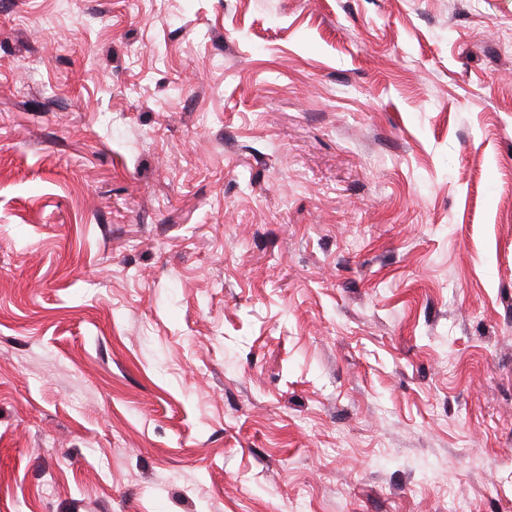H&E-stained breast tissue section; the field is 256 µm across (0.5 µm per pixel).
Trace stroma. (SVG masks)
<instances>
[{"label":"stroma","mask_w":512,"mask_h":512,"mask_svg":"<svg viewBox=\"0 0 512 512\" xmlns=\"http://www.w3.org/2000/svg\"><path fill=\"white\" fill-rule=\"evenodd\" d=\"M512 0H0V512H512Z\"/></svg>","instance_id":"stroma-1"}]
</instances>
